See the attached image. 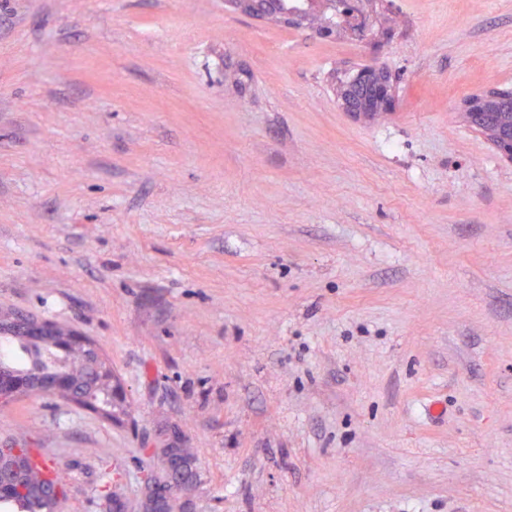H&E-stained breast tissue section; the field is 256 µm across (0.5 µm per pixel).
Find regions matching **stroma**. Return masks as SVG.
Returning <instances> with one entry per match:
<instances>
[{
	"mask_svg": "<svg viewBox=\"0 0 512 512\" xmlns=\"http://www.w3.org/2000/svg\"><path fill=\"white\" fill-rule=\"evenodd\" d=\"M377 45L225 0H0V316L93 338L112 424L0 405L59 512L137 502L156 439L189 512H512V0H386ZM387 69L394 110L331 85ZM491 92L484 96L474 98L468 105L465 117L469 123L475 127L482 135L507 158L512 160V126L502 128L493 119L497 112L496 119L506 124H512V105L505 103H493L489 106L490 112H484L487 108ZM170 466L158 473L156 479L164 485L174 484L181 493L197 483V472L193 465L192 448H167Z\"/></svg>",
	"mask_w": 512,
	"mask_h": 512,
	"instance_id": "stroma-1",
	"label": "stroma"
}]
</instances>
